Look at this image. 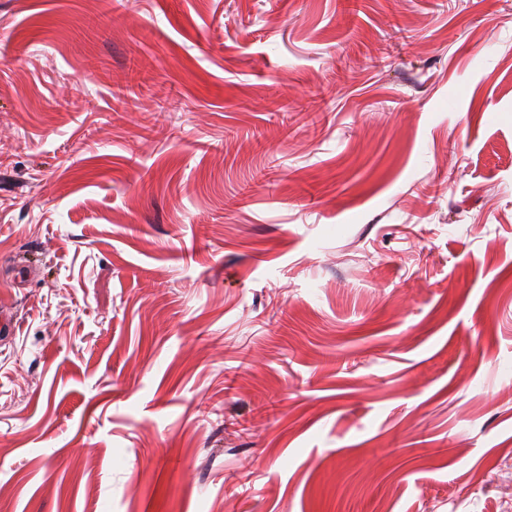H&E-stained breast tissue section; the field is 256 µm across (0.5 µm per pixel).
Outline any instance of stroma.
<instances>
[{
  "mask_svg": "<svg viewBox=\"0 0 512 512\" xmlns=\"http://www.w3.org/2000/svg\"><path fill=\"white\" fill-rule=\"evenodd\" d=\"M344 4L0 0V512H512V0Z\"/></svg>",
  "mask_w": 512,
  "mask_h": 512,
  "instance_id": "35a3bbf8",
  "label": "stroma"
}]
</instances>
